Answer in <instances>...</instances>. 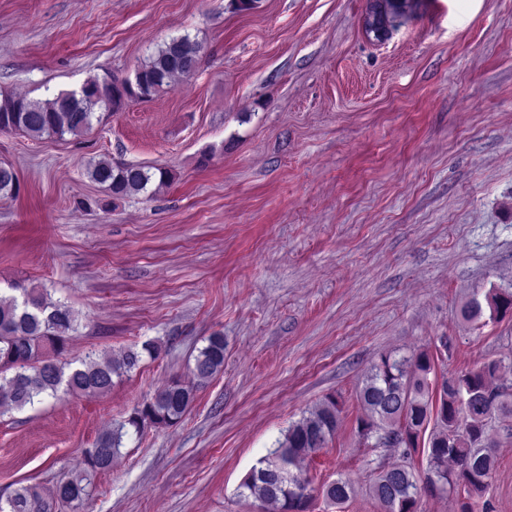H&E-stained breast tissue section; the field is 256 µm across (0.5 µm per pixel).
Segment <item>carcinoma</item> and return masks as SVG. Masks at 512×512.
Masks as SVG:
<instances>
[{
	"label": "carcinoma",
	"mask_w": 512,
	"mask_h": 512,
	"mask_svg": "<svg viewBox=\"0 0 512 512\" xmlns=\"http://www.w3.org/2000/svg\"><path fill=\"white\" fill-rule=\"evenodd\" d=\"M201 44L186 33L157 48L138 68L134 79L115 76L87 80L78 91L60 92L45 100L5 95L0 98V132H22L33 138L80 136L100 120L99 111L115 112L129 100H149L178 76L193 73L199 65ZM87 177L114 197L148 192L153 182L164 184L168 171L139 165L99 160L86 167ZM20 182L14 169L0 164V196L15 197ZM512 311V291L490 289L479 300L472 296L461 309L470 323L484 315L494 317ZM78 331V315L65 302L54 301L44 288L21 289V297L0 296V410H23L70 394H104L114 380L137 369L142 354L155 359L158 344L146 342L142 350L128 349L120 356L89 353L77 366L63 359L67 345ZM224 368V335L217 333L195 358L192 372L197 383L174 380L133 408L128 417L100 434L85 451V474L60 479L52 494L44 496L33 486H20L0 495V512H74L93 496L92 476L112 466V459L131 427H171L187 413L197 390ZM503 371L499 360L441 376L432 388L434 354L427 350L410 355L384 354L365 373L358 391L364 416L357 432L360 439L387 446L398 441L396 451L409 460L427 441V469L419 480L413 468L398 464L377 474L371 493L380 512H416L421 492L452 494L460 499L461 512H489V504L477 503L495 470L496 459L488 445L489 420L512 415V401L499 384ZM336 398L327 396L292 423L277 446L259 459L245 476L238 496L278 508V512H308L316 488L301 463L312 460L332 441L339 422ZM352 484L340 477L322 486L323 497L339 507L350 498Z\"/></svg>",
	"instance_id": "cac0c4a2"
}]
</instances>
